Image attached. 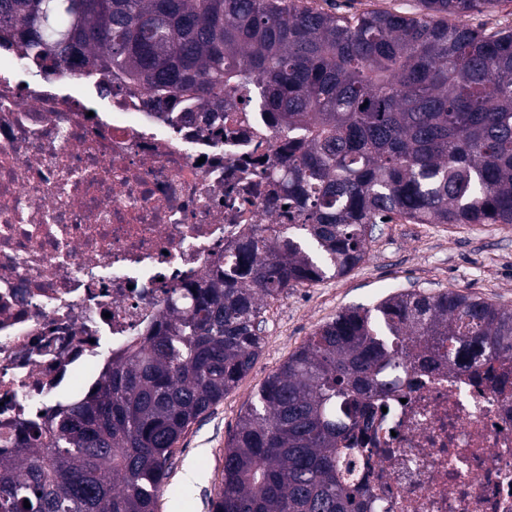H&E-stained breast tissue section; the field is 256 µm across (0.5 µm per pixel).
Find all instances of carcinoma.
I'll list each match as a JSON object with an SVG mask.
<instances>
[{"mask_svg": "<svg viewBox=\"0 0 512 512\" xmlns=\"http://www.w3.org/2000/svg\"><path fill=\"white\" fill-rule=\"evenodd\" d=\"M501 0H422L344 16L302 0H0V43L65 76L117 70L155 104L229 99L288 139L261 231L112 358L84 398L0 458V512H155L176 445L262 351L265 306L344 276L369 227L512 224V28L465 19ZM512 369V309L461 291L398 290L319 326L248 400L213 512H362L338 443L424 353ZM30 507H24V502Z\"/></svg>", "mask_w": 512, "mask_h": 512, "instance_id": "carcinoma-1", "label": "carcinoma"}]
</instances>
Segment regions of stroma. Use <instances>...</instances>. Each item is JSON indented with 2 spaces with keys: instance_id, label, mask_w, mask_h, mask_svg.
Masks as SVG:
<instances>
[{
  "instance_id": "stroma-1",
  "label": "stroma",
  "mask_w": 512,
  "mask_h": 512,
  "mask_svg": "<svg viewBox=\"0 0 512 512\" xmlns=\"http://www.w3.org/2000/svg\"><path fill=\"white\" fill-rule=\"evenodd\" d=\"M338 14L390 10L419 14V0H309ZM461 290L512 308V232L481 224L465 232L451 224L396 220L375 228L362 263L341 277L294 288L265 309V344L252 369L179 441L156 512H212L221 487L224 446L251 395L319 325L344 308L371 307L397 290L436 294Z\"/></svg>"
}]
</instances>
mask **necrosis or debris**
<instances>
[{"label":"necrosis or debris","mask_w":512,"mask_h":512,"mask_svg":"<svg viewBox=\"0 0 512 512\" xmlns=\"http://www.w3.org/2000/svg\"><path fill=\"white\" fill-rule=\"evenodd\" d=\"M0 47V454L244 238L284 223L287 140L262 113L155 110L120 73L18 80ZM364 512H512V398L433 363L342 441Z\"/></svg>","instance_id":"1"}]
</instances>
